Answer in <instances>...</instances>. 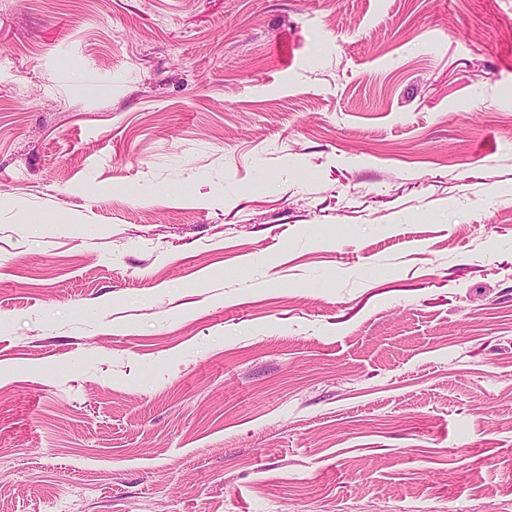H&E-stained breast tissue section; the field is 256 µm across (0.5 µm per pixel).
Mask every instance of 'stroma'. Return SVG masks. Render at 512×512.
Listing matches in <instances>:
<instances>
[{"label":"stroma","instance_id":"stroma-1","mask_svg":"<svg viewBox=\"0 0 512 512\" xmlns=\"http://www.w3.org/2000/svg\"><path fill=\"white\" fill-rule=\"evenodd\" d=\"M512 0H0V512H494Z\"/></svg>","mask_w":512,"mask_h":512}]
</instances>
